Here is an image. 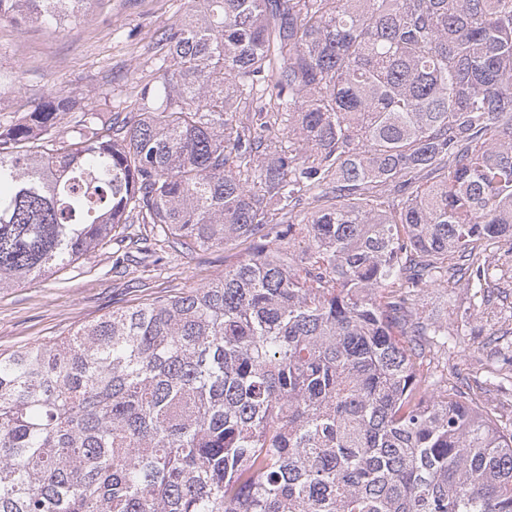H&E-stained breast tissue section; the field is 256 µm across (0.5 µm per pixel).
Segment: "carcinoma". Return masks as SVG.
Instances as JSON below:
<instances>
[{"instance_id":"1","label":"carcinoma","mask_w":512,"mask_h":512,"mask_svg":"<svg viewBox=\"0 0 512 512\" xmlns=\"http://www.w3.org/2000/svg\"><path fill=\"white\" fill-rule=\"evenodd\" d=\"M158 45L134 117L58 90L0 128V288L129 224L245 253L0 353V512H512V429L410 307L512 278V0H192Z\"/></svg>"}]
</instances>
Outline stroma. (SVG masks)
<instances>
[{"label": "stroma", "instance_id": "1", "mask_svg": "<svg viewBox=\"0 0 512 512\" xmlns=\"http://www.w3.org/2000/svg\"><path fill=\"white\" fill-rule=\"evenodd\" d=\"M190 7V0H97L77 30L0 20V70L21 74L18 91L0 95V127L58 89L82 96L90 112H129L139 83L156 77L161 32L180 23ZM150 230L131 225L127 241L112 242L51 276L0 288V353L59 341L117 308L189 293L223 275L243 252L237 244L188 252L167 241L137 252L135 239ZM414 309L438 319L467 316L469 333L451 326L442 351L448 376L488 387L489 406L502 423H511L512 390L487 386L479 369L480 358L491 352L486 339L505 331L503 321L472 306L463 288L423 289Z\"/></svg>", "mask_w": 512, "mask_h": 512}]
</instances>
